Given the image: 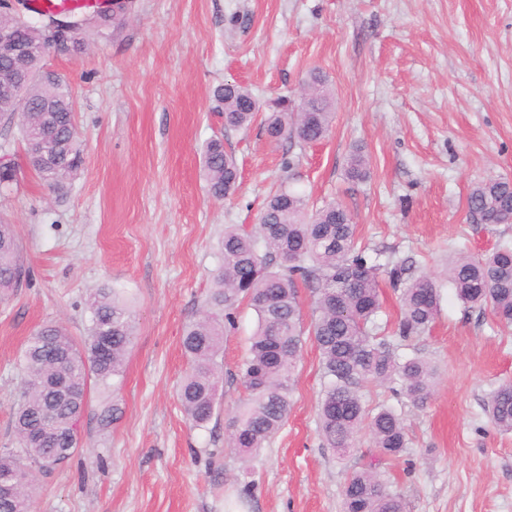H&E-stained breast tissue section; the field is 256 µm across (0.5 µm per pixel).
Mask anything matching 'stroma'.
Masks as SVG:
<instances>
[{
	"mask_svg": "<svg viewBox=\"0 0 512 512\" xmlns=\"http://www.w3.org/2000/svg\"><path fill=\"white\" fill-rule=\"evenodd\" d=\"M44 65L68 83L84 146L80 176L60 194L23 161L17 130L0 144L18 185L0 191V219L15 224L26 283L0 301V448L11 423L26 340L45 322L87 333L98 288L124 291L135 336L118 393L93 389L72 460L37 476L33 512H342L348 475L376 464L406 512H512V432L495 428L491 393L512 382V327L441 290L436 321L419 337L397 334L400 291L381 278L377 322L400 358L437 370L426 403L369 382L368 409L403 418L409 447L380 457L368 432L347 456L319 431V352L306 342L287 422L258 453L227 444L244 395L238 365L256 327L248 303L224 337L216 412L192 426L178 399L188 368L185 326L201 311L224 263L229 224H256L270 191L286 184L310 208L335 202L360 245L414 258L415 274L444 279L449 255H480L512 224L470 216L471 187L512 180V0H136L126 22L84 49L50 52ZM331 84L335 116L324 140L271 141L267 112L228 129L213 89L236 82L261 100L297 97L311 70ZM223 137L239 172L227 199L210 197L203 149ZM370 175L349 181L353 150ZM117 399L119 419L96 415Z\"/></svg>",
	"mask_w": 512,
	"mask_h": 512,
	"instance_id": "1",
	"label": "stroma"
}]
</instances>
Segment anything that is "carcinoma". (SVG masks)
I'll return each instance as SVG.
<instances>
[{
    "mask_svg": "<svg viewBox=\"0 0 512 512\" xmlns=\"http://www.w3.org/2000/svg\"><path fill=\"white\" fill-rule=\"evenodd\" d=\"M134 0L112 9L81 29L101 36L130 16ZM0 22L17 29L35 48L30 67L37 78L26 86L30 111L15 112L0 98V124L17 127L31 171L54 192L83 171L84 155L75 119V104L65 81L43 67L52 48L47 21L34 22L0 0ZM224 116V128L244 129L263 107L273 109L266 133L273 141L292 136L305 143L325 138L331 130L332 98L318 72L310 75L299 101L286 97L262 102L250 88L224 83L214 91ZM203 171L209 194L222 200L238 187V169L224 140L211 139L203 150ZM346 175L362 181L369 162L362 151L349 158ZM469 211L488 224H499L512 214V183L488 180L473 186ZM224 266L214 277L205 309L186 325L182 348L189 368L179 387V399L196 427L209 423L216 411L222 379L224 335L235 323L242 302L256 312L257 325L241 368L247 398L230 423L229 444L248 456L260 448L287 421L294 374L304 343L313 337L321 357L324 393L319 403L322 435L329 447L351 451L356 433L368 430L379 455L396 458L408 448L403 419L388 408L367 409L362 389L368 381L396 383L415 404L428 398L434 372L425 359L396 360L391 344L376 322L381 309L379 271L393 285H403L398 335L416 338L439 312V290L427 276L409 277L402 262L386 266L367 248L357 246L352 215L342 206L308 209L300 193L281 188L269 196L259 223L247 228L230 224L224 230ZM27 269L15 226L0 220V289L22 286ZM448 282L468 307L488 308L498 322L512 325V244L504 242L480 256L459 255L448 265ZM316 296V316L304 325L298 284ZM134 339V319L128 301L114 288L98 290L91 304L87 335L77 338L56 322L43 324L29 337L22 353L26 379L13 414L18 447L0 450V477L15 478L11 496L0 495V512H32L34 471L55 458L65 464L79 447L78 422L89 403L91 388L118 390L126 354ZM66 382L59 399L42 385ZM489 413L493 425L512 431V384L492 394ZM46 421L42 439L30 427ZM344 512H405L401 496L392 491L374 467L351 473L343 491Z\"/></svg>",
    "mask_w": 512,
    "mask_h": 512,
    "instance_id": "carcinoma-1",
    "label": "carcinoma"
}]
</instances>
